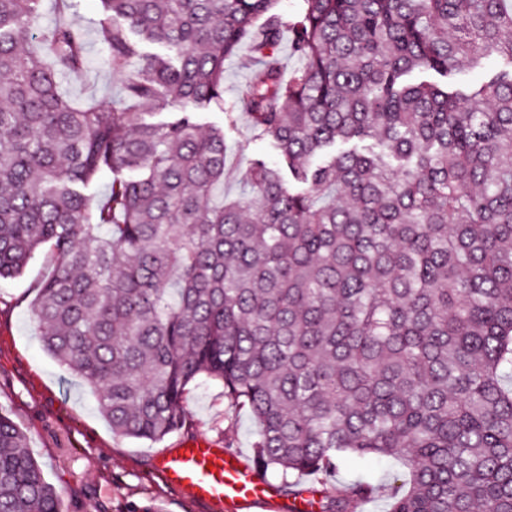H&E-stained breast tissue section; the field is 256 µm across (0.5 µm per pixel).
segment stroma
I'll return each mask as SVG.
<instances>
[{
  "mask_svg": "<svg viewBox=\"0 0 512 512\" xmlns=\"http://www.w3.org/2000/svg\"><path fill=\"white\" fill-rule=\"evenodd\" d=\"M119 89L118 78L96 62L66 83L67 94L74 96H114ZM225 137L234 171L224 182L225 195L240 191L254 160L271 165L280 160L271 141L251 137L246 114H239ZM52 271L50 258L40 251L21 276L0 280V409L26 433L30 453L61 493L64 512H209L163 480L157 459L200 435L253 459L254 419L229 409L220 385L200 381L189 388L187 423L179 432L156 444L114 436L86 382L40 342L30 303ZM402 473L391 459L349 456L337 477L383 483Z\"/></svg>",
  "mask_w": 512,
  "mask_h": 512,
  "instance_id": "obj_1",
  "label": "stroma"
}]
</instances>
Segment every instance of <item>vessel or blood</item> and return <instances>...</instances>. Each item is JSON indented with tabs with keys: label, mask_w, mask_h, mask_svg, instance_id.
<instances>
[{
	"label": "vessel or blood",
	"mask_w": 512,
	"mask_h": 512,
	"mask_svg": "<svg viewBox=\"0 0 512 512\" xmlns=\"http://www.w3.org/2000/svg\"><path fill=\"white\" fill-rule=\"evenodd\" d=\"M157 467L167 484L211 506L213 512H250L268 506L275 496L263 470L205 437L161 456Z\"/></svg>",
	"instance_id": "obj_1"
}]
</instances>
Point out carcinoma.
<instances>
[{"label":"carcinoma","mask_w":512,"mask_h":512,"mask_svg":"<svg viewBox=\"0 0 512 512\" xmlns=\"http://www.w3.org/2000/svg\"><path fill=\"white\" fill-rule=\"evenodd\" d=\"M100 2L115 100L60 89L90 64L70 0L41 27L42 0H0V279L48 247L44 349L121 438L162 441L192 383L221 385L258 425L254 464L290 489L318 476L319 512L385 494L334 480L348 455L405 468L388 512H512V73L456 82L461 62L512 60V4ZM244 44L252 73L226 102ZM174 102L230 126L244 111L281 166L257 159L216 196L224 129L145 120ZM0 512H63L1 410Z\"/></svg>","instance_id":"carcinoma-1"}]
</instances>
